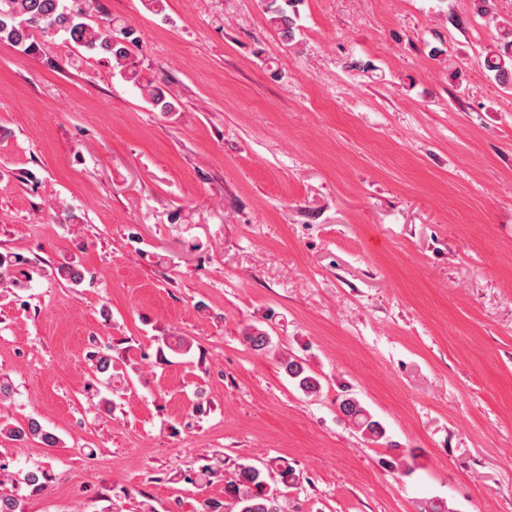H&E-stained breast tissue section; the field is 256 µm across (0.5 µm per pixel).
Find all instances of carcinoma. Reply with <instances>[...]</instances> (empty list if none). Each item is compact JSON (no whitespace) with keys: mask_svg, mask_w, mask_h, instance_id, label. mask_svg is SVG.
Returning a JSON list of instances; mask_svg holds the SVG:
<instances>
[{"mask_svg":"<svg viewBox=\"0 0 512 512\" xmlns=\"http://www.w3.org/2000/svg\"><path fill=\"white\" fill-rule=\"evenodd\" d=\"M268 0L267 9L282 40L289 44L296 38L295 8L298 0ZM46 35L62 33L66 40L88 52L103 54L112 59L113 68L126 80L132 82L153 109L168 114L177 111L173 98L156 81L137 69L130 59L127 46L129 33L116 29L112 21L106 20L96 26L87 22V11L72 8L67 0H0V42L31 52L36 49L34 33ZM488 70L502 81L512 79V50L504 48L492 52L486 60ZM26 261L15 253L0 251V287L21 289L26 287L28 274L20 269ZM60 280L79 286L86 280V271L78 263L62 264L54 268ZM244 343L252 351L264 354L269 351L271 338L268 332L256 326L248 327L243 334ZM92 373L103 376L112 369V356L108 349H101L91 357ZM280 366L288 378L305 395L314 397L321 392L320 378L306 365L304 359L288 355L280 359ZM342 416L363 435L376 440L385 437L382 424L374 419L370 411L351 394L339 400ZM0 435L16 443L38 439L47 447H56L60 439L43 428L34 418L23 425L0 426ZM298 481L293 469L284 467L279 471V485L271 486L261 469L241 463L232 476L224 482V499H208L200 512H283L282 500L285 490ZM49 482L48 473L35 467L23 475V483L32 492L43 490ZM0 512H24L20 495L0 488Z\"/></svg>","mask_w":512,"mask_h":512,"instance_id":"1","label":"carcinoma"}]
</instances>
